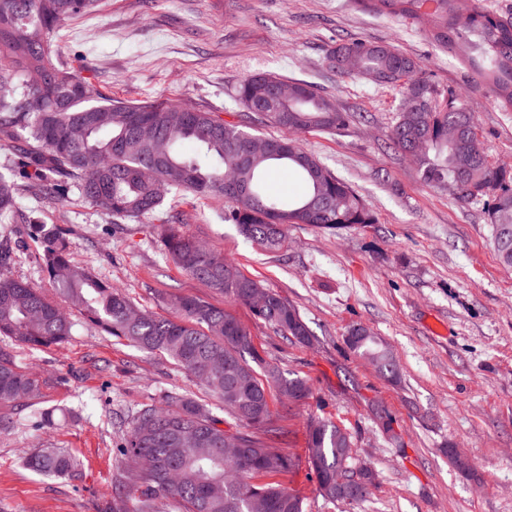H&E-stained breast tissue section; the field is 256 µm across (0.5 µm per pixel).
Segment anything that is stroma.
Wrapping results in <instances>:
<instances>
[{
  "mask_svg": "<svg viewBox=\"0 0 512 512\" xmlns=\"http://www.w3.org/2000/svg\"><path fill=\"white\" fill-rule=\"evenodd\" d=\"M340 38L394 44L418 58L438 90L479 102L481 140L496 163L512 167V112L501 111L422 33L354 0H100L57 35L61 61L115 100L187 102L240 123L236 86L266 73L312 83L338 107L368 114V121L300 141L363 198L374 225L329 231L292 224L287 248L271 255L224 223L220 204L170 203L194 235L294 304L317 337L313 345L283 339L244 305L177 269L158 218L115 224L75 191L53 204L28 193L20 205L42 223L69 228L72 262L141 307L166 314L172 294L222 307L261 356L306 381V399L269 398L281 432L271 445L294 461L280 481L304 512H512V269L497 258L482 204L428 188L409 159L387 148L397 92L325 67ZM357 323L393 351L398 381L380 378L347 348ZM16 355L44 380L32 411L52 410L53 421L0 433V512H100L121 470L113 412H134L165 392L190 391L223 418L224 429L238 428L220 399L168 356L83 321L68 342ZM376 405L389 413L391 433L380 429ZM318 417L346 427L356 457L372 463L376 482L363 504L320 496L307 449V425ZM47 446L73 454L80 477L43 478L22 465L26 451ZM452 448L467 457L469 472L452 464Z\"/></svg>",
  "mask_w": 512,
  "mask_h": 512,
  "instance_id": "obj_1",
  "label": "stroma"
}]
</instances>
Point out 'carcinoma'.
<instances>
[{
  "label": "carcinoma",
  "instance_id": "obj_1",
  "mask_svg": "<svg viewBox=\"0 0 512 512\" xmlns=\"http://www.w3.org/2000/svg\"><path fill=\"white\" fill-rule=\"evenodd\" d=\"M98 0H0V219L26 225L40 241L39 262L56 290L85 321L107 335L147 352L169 356L192 380L224 402V413L243 427L234 431L246 455L241 467L225 451L227 430L193 398L170 391L146 404L127 421L115 442L124 466L112 484L104 512H168L173 500L181 512H303L301 499L275 477L294 466L291 457L260 442L254 432L272 431L271 391L287 401L309 395L307 383L267 362L247 330L232 314L197 298L171 295L169 314L140 309L121 288L71 263L66 233L25 212L18 199L36 191L61 200L70 188L90 206L126 224L162 210L168 195L224 202L221 218L268 253L288 244V225L311 224L336 230L376 223L373 210L345 181L308 153L295 135L336 131L355 114L346 112L302 80L291 82L295 99L288 114L266 112L258 99L263 86L279 77L255 74L235 93L251 122L282 131L271 141L288 144V153L268 157L253 146L256 134L187 103L117 101L59 61L60 24L95 8ZM378 15L403 21L425 33L469 70L472 81L504 112H512V15L473 0L466 13L458 0H358ZM326 68L342 78L364 80L412 97L415 106L399 111L388 134V148L411 158L421 181L463 203L486 206L497 256L512 268V171L499 168L478 137V103L448 98L423 75L420 61L392 44L341 39L327 53ZM190 143L195 153L183 146ZM277 165L297 174L306 193L285 201L267 191L265 171ZM499 184L493 197L465 191L468 184ZM176 215L168 220L164 247L173 264L214 292L247 306L273 331L305 345L315 341L298 309L276 292L245 275L223 254L200 245ZM11 239L0 240V336L38 351L67 342L75 321L54 300L12 270ZM345 339L379 375L395 381L393 353L371 329ZM42 381L0 348V404L19 406L34 399ZM309 463L321 497L328 503H363L352 482L368 481L370 466L352 454V435L330 419L310 420ZM35 474L79 476V462L61 448H36L24 461ZM342 482L336 483V475Z\"/></svg>",
  "mask_w": 512,
  "mask_h": 512
}]
</instances>
